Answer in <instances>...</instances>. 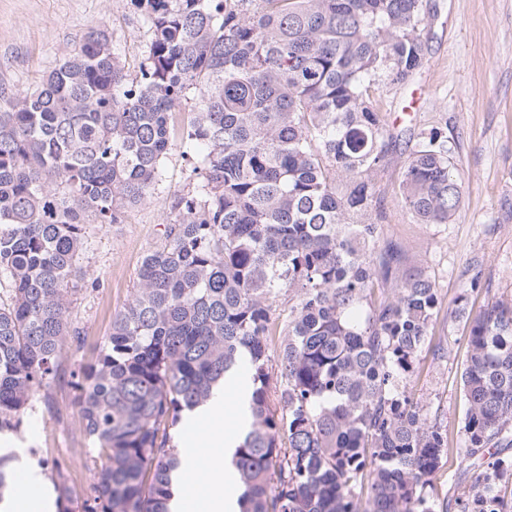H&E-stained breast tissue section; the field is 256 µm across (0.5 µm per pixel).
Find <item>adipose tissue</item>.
I'll return each mask as SVG.
<instances>
[{
  "mask_svg": "<svg viewBox=\"0 0 512 512\" xmlns=\"http://www.w3.org/2000/svg\"><path fill=\"white\" fill-rule=\"evenodd\" d=\"M250 391L247 383L237 387L233 402L215 394L207 403L187 412L185 422L198 428L193 443L181 450L182 465L172 474L170 512H185L196 501V512H239L236 482L230 459L236 446V429L247 428ZM205 473L203 484L191 483L187 474L195 467Z\"/></svg>",
  "mask_w": 512,
  "mask_h": 512,
  "instance_id": "adipose-tissue-1",
  "label": "adipose tissue"
}]
</instances>
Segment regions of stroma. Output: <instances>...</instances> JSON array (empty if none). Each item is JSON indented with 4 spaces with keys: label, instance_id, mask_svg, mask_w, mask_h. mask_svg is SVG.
Returning a JSON list of instances; mask_svg holds the SVG:
<instances>
[{
    "label": "stroma",
    "instance_id": "obj_1",
    "mask_svg": "<svg viewBox=\"0 0 512 512\" xmlns=\"http://www.w3.org/2000/svg\"><path fill=\"white\" fill-rule=\"evenodd\" d=\"M429 8L426 64L408 83H379L370 99L398 136L376 183L387 213L382 243L399 252L405 271H426L441 303L410 388L430 419L456 439L466 412L460 381L467 327L449 319L447 305L462 294L476 306L512 296V0H429ZM101 20L127 70L136 73L148 33L130 0H0V83L16 90L35 86ZM430 132L446 140L464 188L461 207L446 224L416 223L398 195L410 153ZM187 176L181 149L173 147L154 203L129 208L122 223L89 225L82 262L100 286L74 297L72 317L86 342L67 350L64 371L89 363L103 345L132 293L143 254L160 240L166 199ZM75 396L60 379L49 395L36 396L21 435L0 436V453L16 456L14 471L40 477L29 512H45L54 498L55 462L92 453Z\"/></svg>",
    "mask_w": 512,
    "mask_h": 512
}]
</instances>
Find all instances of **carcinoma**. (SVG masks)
Here are the masks:
<instances>
[{"mask_svg": "<svg viewBox=\"0 0 512 512\" xmlns=\"http://www.w3.org/2000/svg\"><path fill=\"white\" fill-rule=\"evenodd\" d=\"M131 3L150 32L140 76L101 22L34 89L0 86V433H20L85 341L71 297L98 283L78 264L87 225L152 201L178 143L191 180L95 361L70 373L95 445L83 512H170L171 430L242 367L240 512H448L428 488L449 455L471 475L456 512H512V300L448 308L468 329L452 445L409 391L437 290L381 246L376 180L396 136L368 91L425 64L426 0ZM400 195L419 224L458 212L462 182L437 134L411 152ZM381 278L393 288L377 300ZM13 460L0 455V500ZM54 473L70 512L66 464Z\"/></svg>", "mask_w": 512, "mask_h": 512, "instance_id": "obj_1", "label": "carcinoma"}]
</instances>
